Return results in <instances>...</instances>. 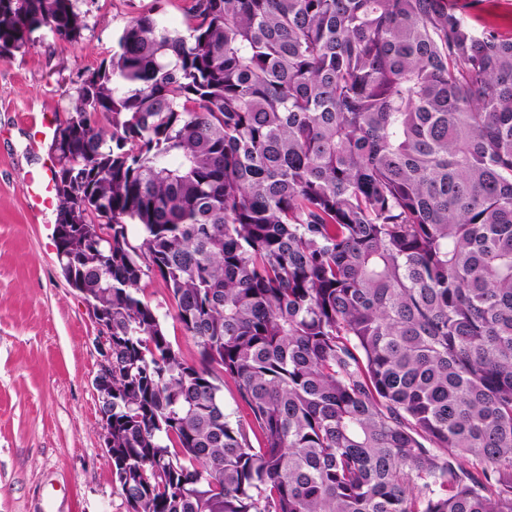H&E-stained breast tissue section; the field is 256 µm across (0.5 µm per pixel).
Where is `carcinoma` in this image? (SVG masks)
I'll return each mask as SVG.
<instances>
[{
    "label": "carcinoma",
    "instance_id": "cac0c4a2",
    "mask_svg": "<svg viewBox=\"0 0 512 512\" xmlns=\"http://www.w3.org/2000/svg\"><path fill=\"white\" fill-rule=\"evenodd\" d=\"M164 2L52 142L128 512H512V36L452 0ZM85 27L0 0L13 51ZM165 327L172 343L178 346L189 360L194 359L196 356V346L192 339L184 334L179 323L171 317H167ZM221 396L224 402V411L230 414L233 422L241 420L246 423L250 420L247 408L239 397L234 381L225 377L221 387Z\"/></svg>",
    "mask_w": 512,
    "mask_h": 512
}]
</instances>
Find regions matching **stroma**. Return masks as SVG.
<instances>
[{
	"mask_svg": "<svg viewBox=\"0 0 512 512\" xmlns=\"http://www.w3.org/2000/svg\"><path fill=\"white\" fill-rule=\"evenodd\" d=\"M152 4L78 0L79 43L44 29L0 60V512H128L103 448L96 325L58 262L55 211L27 204L26 178L51 158L53 132L31 148L23 119L63 118L78 76ZM456 5L471 23L512 35V0Z\"/></svg>",
	"mask_w": 512,
	"mask_h": 512,
	"instance_id": "1",
	"label": "stroma"
}]
</instances>
